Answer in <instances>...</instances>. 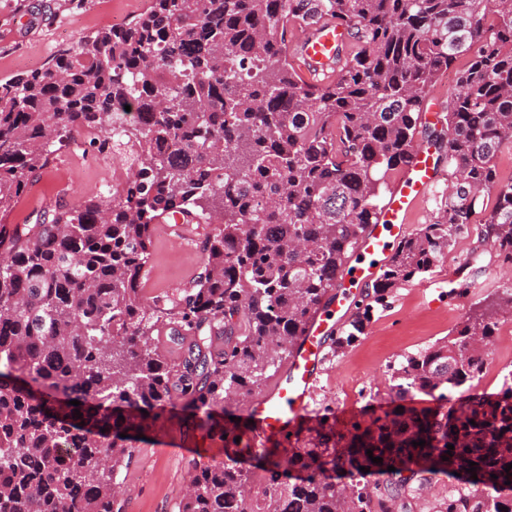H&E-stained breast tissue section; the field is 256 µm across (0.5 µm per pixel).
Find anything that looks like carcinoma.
Instances as JSON below:
<instances>
[{"label": "carcinoma", "mask_w": 512, "mask_h": 512, "mask_svg": "<svg viewBox=\"0 0 512 512\" xmlns=\"http://www.w3.org/2000/svg\"><path fill=\"white\" fill-rule=\"evenodd\" d=\"M321 18L346 27L352 49L318 86L288 60L287 35ZM450 70L456 88L431 137L448 144L452 185L434 222L384 266L382 305L479 214L482 241L512 262V181L496 163L512 150V0H149L43 69L0 80L1 214L75 136L96 134L101 151L126 137L139 165L106 198L0 225V512H122L113 478L127 442L175 397L185 423L226 436L227 457L249 453L225 405L266 384L335 288ZM132 104L140 120L126 127ZM172 213L213 228L190 288L150 305L152 226ZM163 328L184 347L174 364L154 345ZM497 329L486 309L404 356L380 413L344 431L325 425L286 459L270 450L247 467L196 466L179 512H512V371L493 397L462 390ZM415 391L459 406L417 408ZM471 461L477 479L422 497ZM362 466L396 471L338 481Z\"/></svg>", "instance_id": "obj_1"}]
</instances>
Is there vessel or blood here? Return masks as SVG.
Instances as JSON below:
<instances>
[{
    "instance_id": "1",
    "label": "vessel or blood",
    "mask_w": 512,
    "mask_h": 512,
    "mask_svg": "<svg viewBox=\"0 0 512 512\" xmlns=\"http://www.w3.org/2000/svg\"><path fill=\"white\" fill-rule=\"evenodd\" d=\"M348 39L346 29L331 20L305 26L294 48L310 81L322 84L334 78L345 61L336 49ZM441 171L433 149L417 142L404 177L390 189L376 222L367 225L359 238L352 262L337 280L331 299L311 316L269 390L241 408L242 429L254 453L263 452L269 440L314 430L320 415L312 401L330 341L349 317L364 288L377 282L395 244L411 232L410 218L433 192Z\"/></svg>"
}]
</instances>
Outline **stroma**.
<instances>
[{
  "instance_id": "obj_1",
  "label": "stroma",
  "mask_w": 512,
  "mask_h": 512,
  "mask_svg": "<svg viewBox=\"0 0 512 512\" xmlns=\"http://www.w3.org/2000/svg\"><path fill=\"white\" fill-rule=\"evenodd\" d=\"M147 5L148 0H0V80L46 67L60 49L111 26L113 17L135 19ZM119 157V148L100 151L80 136L65 141L28 194L0 222L18 224L36 210L111 194L118 185L112 165ZM209 230L206 224L192 225V236L185 240L154 230L149 266L161 270L164 279L148 281L149 292L178 295L189 286L199 271L201 244ZM473 256L482 272L475 285L465 288L460 271ZM429 276L434 280V305H424L418 281L405 283L390 293L385 306L374 310L362 336L330 352L314 406L335 419L337 427L345 425L340 415L346 408L366 417L387 400L391 365L452 334L474 309L496 301L502 285L512 281V264L500 261L473 226L457 237ZM163 436L183 443L190 455L159 446ZM196 448L220 452L224 441L187 429L182 403L174 401L157 426L132 443V454L117 477L122 512H179L180 493L198 462L192 454Z\"/></svg>"
}]
</instances>
